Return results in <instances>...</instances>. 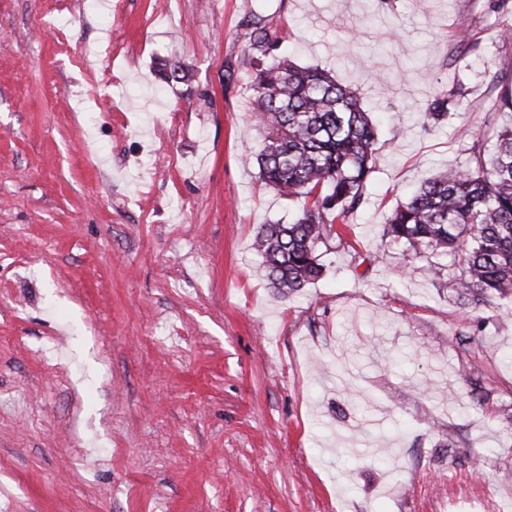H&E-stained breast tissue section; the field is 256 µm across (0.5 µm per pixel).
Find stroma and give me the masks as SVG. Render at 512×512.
<instances>
[{
    "label": "stroma",
    "mask_w": 512,
    "mask_h": 512,
    "mask_svg": "<svg viewBox=\"0 0 512 512\" xmlns=\"http://www.w3.org/2000/svg\"><path fill=\"white\" fill-rule=\"evenodd\" d=\"M250 12L378 123L288 297L252 249L299 204L242 161ZM507 26L512 0H0V512H512V298L385 234L502 125ZM158 72L161 79L166 83L188 84L192 78V68L183 60L178 58H164L158 64Z\"/></svg>",
    "instance_id": "stroma-1"
}]
</instances>
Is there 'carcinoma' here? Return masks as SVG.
Here are the masks:
<instances>
[{
  "label": "carcinoma",
  "instance_id": "carcinoma-1",
  "mask_svg": "<svg viewBox=\"0 0 512 512\" xmlns=\"http://www.w3.org/2000/svg\"><path fill=\"white\" fill-rule=\"evenodd\" d=\"M248 39L250 120L263 140L260 180L299 202L293 222L257 225L254 250L272 285L287 296L318 280L321 247L363 202L374 171L377 130L357 90L328 71L278 54L283 37L265 17L244 15ZM166 83L186 84L192 68L178 58L158 64ZM493 151L473 149L465 167L427 179L387 221L386 234L428 259L460 258L455 288L477 300L512 296V125L496 131Z\"/></svg>",
  "mask_w": 512,
  "mask_h": 512
}]
</instances>
